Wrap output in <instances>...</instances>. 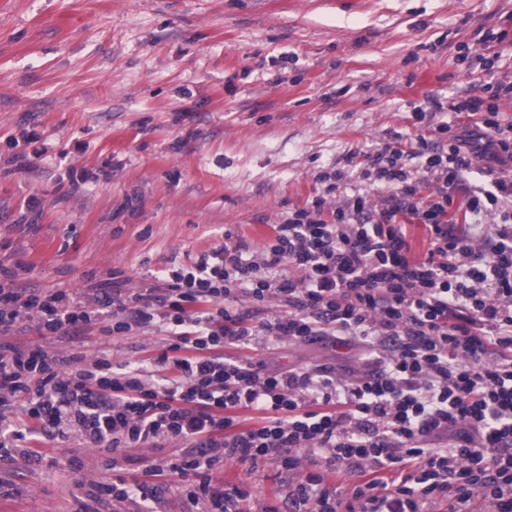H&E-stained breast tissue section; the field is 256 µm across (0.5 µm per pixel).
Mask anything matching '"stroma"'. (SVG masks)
<instances>
[{
  "instance_id": "obj_1",
  "label": "stroma",
  "mask_w": 512,
  "mask_h": 512,
  "mask_svg": "<svg viewBox=\"0 0 512 512\" xmlns=\"http://www.w3.org/2000/svg\"><path fill=\"white\" fill-rule=\"evenodd\" d=\"M492 15L512 33V0H0V265L15 287L80 293L111 287L113 270L143 287L172 254L228 235L263 247L320 171L358 185L390 133H414L412 103L467 88L455 46L482 52L469 34ZM26 130L40 141L21 145ZM155 341L96 322L51 347L122 362ZM248 356L363 369L343 339ZM37 447L36 467L0 462V512H133L90 486L139 477L137 462L74 436ZM213 479L250 490L248 512L288 492L271 461Z\"/></svg>"
}]
</instances>
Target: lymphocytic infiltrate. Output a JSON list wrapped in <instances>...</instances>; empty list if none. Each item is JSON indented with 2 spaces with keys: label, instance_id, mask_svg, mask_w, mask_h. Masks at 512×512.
I'll return each mask as SVG.
<instances>
[{
  "label": "lymphocytic infiltrate",
  "instance_id": "1",
  "mask_svg": "<svg viewBox=\"0 0 512 512\" xmlns=\"http://www.w3.org/2000/svg\"><path fill=\"white\" fill-rule=\"evenodd\" d=\"M474 41L487 54L471 58ZM457 59L465 93L413 109L416 123L435 117L438 142L410 152L394 134L359 188L343 170L320 174L262 249L227 242L170 259L147 287L90 295L14 288L0 268V460L36 464L34 442L69 436L139 451L141 479L103 486L136 512H157L174 486L190 512H243L249 491L212 474L265 460L290 480L263 512H512V119L500 109L512 35L478 25ZM411 224L428 232L417 257ZM273 297L283 312L251 323L243 302ZM95 321L163 340L115 362L4 339L22 322L54 339ZM336 334L363 345V372L224 354ZM247 411L257 424L244 426ZM174 440L178 451L149 458ZM342 471L360 483L330 492L326 475Z\"/></svg>",
  "mask_w": 512,
  "mask_h": 512
}]
</instances>
